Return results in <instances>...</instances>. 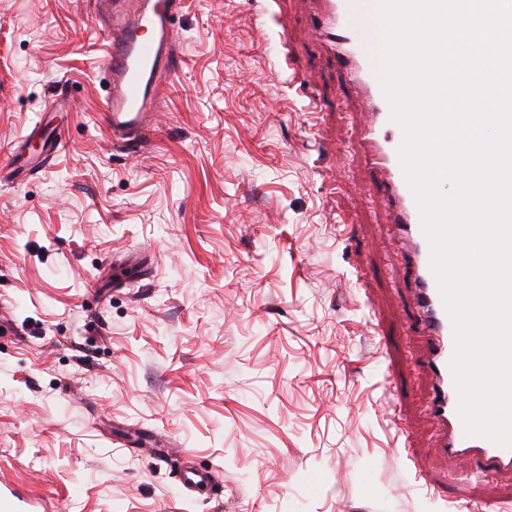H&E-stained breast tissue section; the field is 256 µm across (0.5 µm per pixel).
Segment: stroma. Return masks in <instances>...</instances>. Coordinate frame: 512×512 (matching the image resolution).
<instances>
[{"label": "stroma", "instance_id": "1", "mask_svg": "<svg viewBox=\"0 0 512 512\" xmlns=\"http://www.w3.org/2000/svg\"><path fill=\"white\" fill-rule=\"evenodd\" d=\"M265 4L181 0L167 90L121 150L96 0H0V158L63 133L0 181V483L40 512H440L433 491L512 512V473L438 449L365 104L313 0H280L310 98Z\"/></svg>", "mask_w": 512, "mask_h": 512}]
</instances>
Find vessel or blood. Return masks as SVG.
<instances>
[{
  "label": "vessel or blood",
  "mask_w": 512,
  "mask_h": 512,
  "mask_svg": "<svg viewBox=\"0 0 512 512\" xmlns=\"http://www.w3.org/2000/svg\"><path fill=\"white\" fill-rule=\"evenodd\" d=\"M314 12L315 34L330 48L341 72L358 88L368 111L359 130L368 160L378 176L380 194L394 224L398 247L409 270L418 331L426 342L425 362L433 377L427 411L444 431L443 451L449 460L467 457L495 470H512V449L481 436H470L458 414V393L450 361L455 342L430 265V245L421 216L405 179L398 149L401 127L392 121L390 106L375 71L369 33L375 23V0H320ZM107 44L102 67L105 96L101 118L113 141L141 139L173 69L176 46L173 19L178 0H99ZM34 498L9 484L0 485V512H29Z\"/></svg>",
  "instance_id": "vessel-or-blood-1"
}]
</instances>
